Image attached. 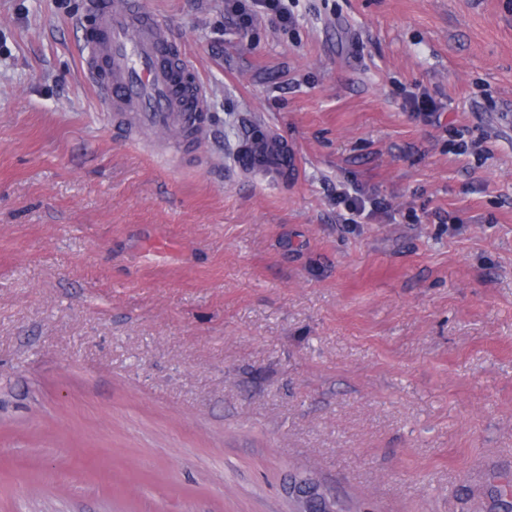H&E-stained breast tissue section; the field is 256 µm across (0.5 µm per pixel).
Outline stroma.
<instances>
[{
  "mask_svg": "<svg viewBox=\"0 0 512 512\" xmlns=\"http://www.w3.org/2000/svg\"><path fill=\"white\" fill-rule=\"evenodd\" d=\"M85 3L0 0V512H288L296 472L342 512H500L512 0H142L206 85L190 150L119 129ZM248 120L288 181L236 168ZM342 184L387 213L342 223ZM284 0H226L227 8L235 13L242 26L253 23L258 13L270 16L272 21L286 28L292 23V14L283 6Z\"/></svg>",
  "mask_w": 512,
  "mask_h": 512,
  "instance_id": "1",
  "label": "stroma"
}]
</instances>
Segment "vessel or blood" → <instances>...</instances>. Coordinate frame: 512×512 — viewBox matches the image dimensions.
Returning <instances> with one entry per match:
<instances>
[{
	"label": "vessel or blood",
	"mask_w": 512,
	"mask_h": 512,
	"mask_svg": "<svg viewBox=\"0 0 512 512\" xmlns=\"http://www.w3.org/2000/svg\"><path fill=\"white\" fill-rule=\"evenodd\" d=\"M94 24L80 45L83 74L109 110L144 132L176 131L198 139L206 88L180 53L168 26L141 0H87Z\"/></svg>",
	"instance_id": "obj_1"
}]
</instances>
